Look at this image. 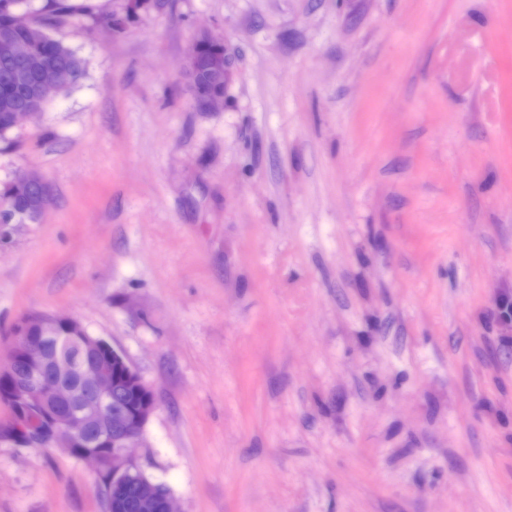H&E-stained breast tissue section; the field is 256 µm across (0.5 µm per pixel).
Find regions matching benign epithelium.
I'll use <instances>...</instances> for the list:
<instances>
[{
    "label": "benign epithelium",
    "mask_w": 512,
    "mask_h": 512,
    "mask_svg": "<svg viewBox=\"0 0 512 512\" xmlns=\"http://www.w3.org/2000/svg\"><path fill=\"white\" fill-rule=\"evenodd\" d=\"M202 39L223 47V52L203 58L195 43L184 67L196 70L204 63L214 80L227 81L228 48L207 32ZM64 75L58 66L40 67L36 69L35 84L41 88L54 86ZM56 332L57 322L47 318L34 332L26 326L14 333L9 350L0 353V404L9 411L7 426L12 443L21 448H34L40 443L56 445L77 459L92 461L98 474L107 478L108 491L121 493L131 485L140 500L154 496L156 485L134 476L140 466L131 448L142 440L155 410V399L134 412L127 411L122 406L124 390L119 381L112 379L113 366L124 365L145 391L150 388L123 352L98 337L72 336L79 356L69 360L53 357L50 345L58 339ZM50 366L60 373L78 374L83 389L65 388L48 379Z\"/></svg>",
    "instance_id": "benign-epithelium-1"
}]
</instances>
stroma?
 <instances>
[{
	"mask_svg": "<svg viewBox=\"0 0 512 512\" xmlns=\"http://www.w3.org/2000/svg\"><path fill=\"white\" fill-rule=\"evenodd\" d=\"M84 62L0 145V344L68 316L156 409L179 512H512V0H80ZM231 54L222 109L182 69ZM0 512H106L93 464L0 436ZM36 177L38 175L34 173L19 172L0 193L8 210L20 212L14 218L16 224H36L41 218L47 202L46 197L41 192H35L28 183L29 179ZM3 201L0 216L4 209Z\"/></svg>",
	"mask_w": 512,
	"mask_h": 512,
	"instance_id": "stroma-1",
	"label": "stroma"
}]
</instances>
